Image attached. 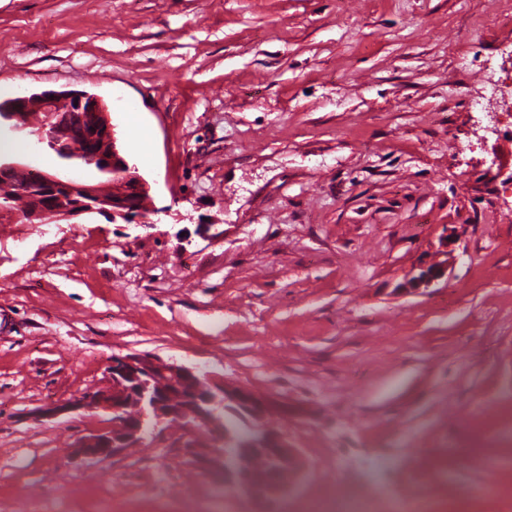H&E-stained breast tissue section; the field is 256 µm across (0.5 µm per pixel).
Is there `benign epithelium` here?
I'll return each mask as SVG.
<instances>
[{"label": "benign epithelium", "mask_w": 512, "mask_h": 512, "mask_svg": "<svg viewBox=\"0 0 512 512\" xmlns=\"http://www.w3.org/2000/svg\"><path fill=\"white\" fill-rule=\"evenodd\" d=\"M59 97L56 91L36 95L43 112L35 131L37 142L63 155L71 152L74 141L82 142L89 163L112 172V191L104 194L97 184L44 171L26 191L29 204L20 220L44 224L98 214L113 222L153 224L151 216L156 210L149 205V185L117 150L105 106L94 95L73 92L66 95L68 111L63 112L58 109ZM30 102L29 96L17 98L12 111L3 114V120L16 131H27ZM446 267V259L432 263L412 276L410 284L415 288L427 287L444 275ZM105 372L103 384L42 409L43 416L48 418L99 412L108 416L110 427L76 440L71 450L75 460L106 459L139 446L148 418L155 430L175 428L188 432L194 423L208 421L222 408L244 420L248 442L234 448L231 436L220 430L210 441L182 444L184 455L197 469L215 475L230 488L246 489L260 512H273L275 501L292 490V484L284 482V474L300 477L306 472L307 463L301 451L286 434L270 425L275 412L273 402L247 387L141 353L112 355ZM256 454L268 460L266 475L258 482L251 468V459Z\"/></svg>", "instance_id": "benign-epithelium-1"}]
</instances>
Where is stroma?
I'll return each instance as SVG.
<instances>
[{
  "instance_id": "35a3bbf8",
  "label": "stroma",
  "mask_w": 512,
  "mask_h": 512,
  "mask_svg": "<svg viewBox=\"0 0 512 512\" xmlns=\"http://www.w3.org/2000/svg\"><path fill=\"white\" fill-rule=\"evenodd\" d=\"M511 44L512 0H0L9 98L96 95L128 158L138 114L158 210L0 214V512H236L175 430L69 463L105 415L41 408L128 353L274 401L307 460L292 501L512 512V139L483 113ZM444 253H447V258L445 260L426 266L421 269L417 275L410 278V284L414 288H420L421 286L428 287L444 275L445 269L448 267V251H445L442 254ZM305 512H377L372 501L343 494L337 486L329 487L324 493L303 505Z\"/></svg>"
}]
</instances>
